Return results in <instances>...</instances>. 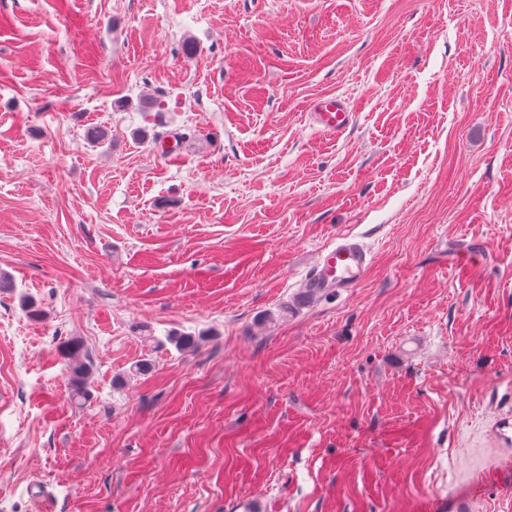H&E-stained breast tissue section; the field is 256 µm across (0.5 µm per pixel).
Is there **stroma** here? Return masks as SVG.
<instances>
[{
	"label": "stroma",
	"mask_w": 512,
	"mask_h": 512,
	"mask_svg": "<svg viewBox=\"0 0 512 512\" xmlns=\"http://www.w3.org/2000/svg\"><path fill=\"white\" fill-rule=\"evenodd\" d=\"M1 274L0 512H512V0H0ZM308 114L312 125L329 137L343 134L353 120V114L349 112L346 102L338 97L317 99ZM370 263V254L359 241L340 238L331 249L319 255L304 283L300 302L307 304L309 299L318 297L329 288H336L338 293L354 288ZM81 344L76 339L67 341L62 347V353L68 361L70 383L75 398H82L86 393L90 377V363L81 356Z\"/></svg>",
	"instance_id": "1"
}]
</instances>
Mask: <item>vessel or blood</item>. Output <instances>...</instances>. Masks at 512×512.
I'll return each instance as SVG.
<instances>
[{
  "mask_svg": "<svg viewBox=\"0 0 512 512\" xmlns=\"http://www.w3.org/2000/svg\"><path fill=\"white\" fill-rule=\"evenodd\" d=\"M309 118L322 134L336 137L351 125L353 114L338 97H322L310 107ZM371 263L367 249L357 240L343 237L328 250L322 251L308 275L300 294L301 303H308L328 289L344 291L355 287Z\"/></svg>",
  "mask_w": 512,
  "mask_h": 512,
  "instance_id": "vessel-or-blood-1",
  "label": "vessel or blood"
}]
</instances>
